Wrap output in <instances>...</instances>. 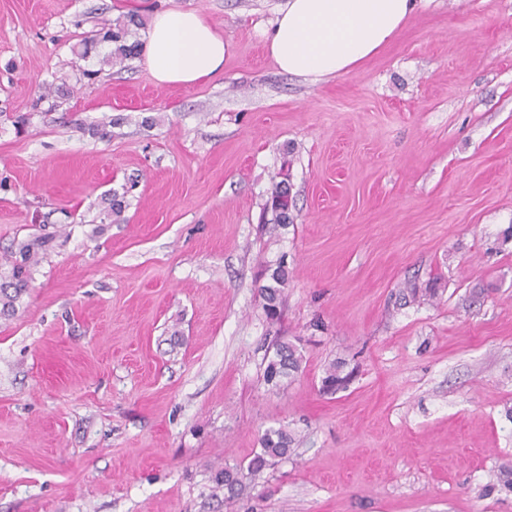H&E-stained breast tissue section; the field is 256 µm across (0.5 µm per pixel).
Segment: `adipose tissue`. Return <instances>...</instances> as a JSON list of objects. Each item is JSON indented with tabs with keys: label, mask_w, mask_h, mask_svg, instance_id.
<instances>
[{
	"label": "adipose tissue",
	"mask_w": 512,
	"mask_h": 512,
	"mask_svg": "<svg viewBox=\"0 0 512 512\" xmlns=\"http://www.w3.org/2000/svg\"><path fill=\"white\" fill-rule=\"evenodd\" d=\"M416 0H286L268 34L270 54L287 74L311 80L346 75L404 28ZM224 37L200 12L154 17L146 57L162 85L190 86L224 67Z\"/></svg>",
	"instance_id": "adipose-tissue-1"
}]
</instances>
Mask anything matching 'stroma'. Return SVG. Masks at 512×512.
<instances>
[{
  "label": "stroma",
  "mask_w": 512,
  "mask_h": 512,
  "mask_svg": "<svg viewBox=\"0 0 512 512\" xmlns=\"http://www.w3.org/2000/svg\"><path fill=\"white\" fill-rule=\"evenodd\" d=\"M284 2L0 0V260L54 235L0 320V512H245L210 477L270 427L294 451L248 483L252 512H512L484 491L512 463V0H418L328 81L268 53ZM169 9L223 33L221 72L161 86L145 57L102 64L112 43L82 55ZM281 341L303 361L275 390ZM340 359L356 376L323 393ZM114 27L107 31L94 34L82 40V53L88 55L97 47L98 43L112 41L115 48L112 51V65H121L124 61L141 55L143 44L138 40L130 41L131 28L142 25L137 15H128L123 20H116ZM292 201L288 194V190L284 186L283 180L275 183L271 192V203L270 209L272 211L273 223L270 227L272 231H276L278 228L285 227L292 223L293 219L291 216ZM288 284V270L284 260H279L277 266L269 274L266 284L261 285L260 293L264 299V311L267 319L277 321L280 316L285 287Z\"/></svg>",
  "instance_id": "1"
}]
</instances>
